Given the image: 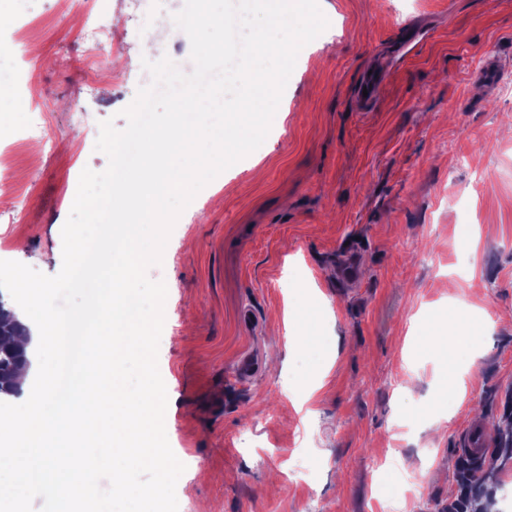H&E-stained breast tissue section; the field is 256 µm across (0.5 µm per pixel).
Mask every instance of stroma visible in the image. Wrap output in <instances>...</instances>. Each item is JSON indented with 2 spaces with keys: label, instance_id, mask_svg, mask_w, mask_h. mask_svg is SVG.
<instances>
[{
  "label": "stroma",
  "instance_id": "stroma-1",
  "mask_svg": "<svg viewBox=\"0 0 512 512\" xmlns=\"http://www.w3.org/2000/svg\"><path fill=\"white\" fill-rule=\"evenodd\" d=\"M182 2L94 0L116 24L93 75L60 0H0V38L17 23L35 37L29 63L0 79V141L37 112L52 137L13 149L0 260L60 271L68 197L83 169L109 164L100 124L124 129L152 81L140 46L193 69L156 26ZM319 6L329 26L298 53L285 118L217 176L219 193H198L148 271L167 287L158 367L185 466L179 512H383L411 478L408 512H448L472 419L496 441L472 496L512 512V0ZM375 69L382 91L356 111ZM305 295L313 339L299 349L285 315ZM451 303L493 326L463 401L442 406L440 354L417 352L409 328Z\"/></svg>",
  "mask_w": 512,
  "mask_h": 512
}]
</instances>
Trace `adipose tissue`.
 <instances>
[{
    "instance_id": "adipose-tissue-1",
    "label": "adipose tissue",
    "mask_w": 512,
    "mask_h": 512,
    "mask_svg": "<svg viewBox=\"0 0 512 512\" xmlns=\"http://www.w3.org/2000/svg\"><path fill=\"white\" fill-rule=\"evenodd\" d=\"M486 326L479 321H464L456 309L438 312L430 325L420 334V345L426 350L441 351L444 363L439 377L444 386V401L459 402L465 395V382L457 374L455 363L470 354L476 340L484 334Z\"/></svg>"
}]
</instances>
